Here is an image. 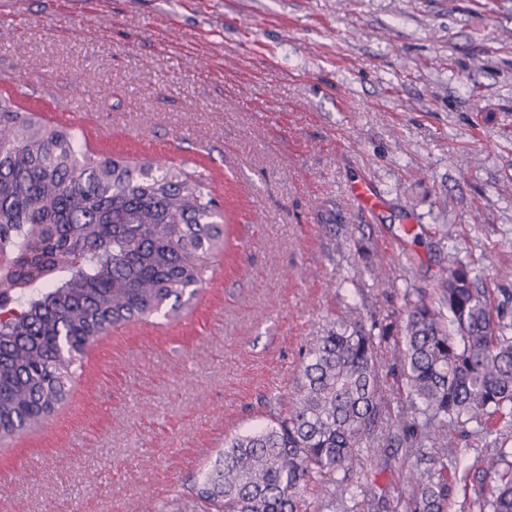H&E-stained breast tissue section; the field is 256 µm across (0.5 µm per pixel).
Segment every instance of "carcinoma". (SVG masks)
<instances>
[{
	"instance_id": "cac0c4a2",
	"label": "carcinoma",
	"mask_w": 512,
	"mask_h": 512,
	"mask_svg": "<svg viewBox=\"0 0 512 512\" xmlns=\"http://www.w3.org/2000/svg\"><path fill=\"white\" fill-rule=\"evenodd\" d=\"M205 186L173 165L79 149L68 129L0 97V442L41 426L65 401L73 365L112 328L179 315L207 260L227 251ZM430 298L405 293L406 323L355 316L311 344L288 403L224 441L198 488L200 512H325L354 499L361 447L407 448L400 512H512V447L495 438L480 466L448 434L512 422V308L493 304L456 258ZM393 344L383 368L378 351ZM398 382L389 386L388 378Z\"/></svg>"
}]
</instances>
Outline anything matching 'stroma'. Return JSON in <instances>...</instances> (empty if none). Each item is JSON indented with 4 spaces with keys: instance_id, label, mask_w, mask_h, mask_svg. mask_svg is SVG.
<instances>
[{
    "instance_id": "35a3bbf8",
    "label": "stroma",
    "mask_w": 512,
    "mask_h": 512,
    "mask_svg": "<svg viewBox=\"0 0 512 512\" xmlns=\"http://www.w3.org/2000/svg\"><path fill=\"white\" fill-rule=\"evenodd\" d=\"M0 95L94 155L202 181L234 256L179 317L112 329L48 421L0 444V512H199L225 438L349 306L402 323L405 289L456 256L512 299V0H12ZM362 454L395 503L403 449Z\"/></svg>"
}]
</instances>
